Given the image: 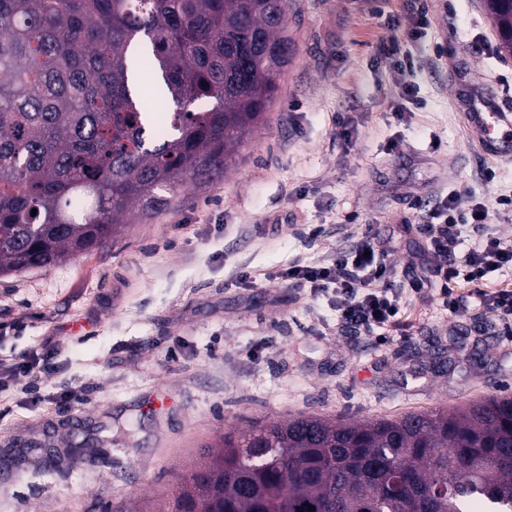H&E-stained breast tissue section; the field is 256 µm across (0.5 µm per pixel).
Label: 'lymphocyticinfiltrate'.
<instances>
[{
    "mask_svg": "<svg viewBox=\"0 0 512 512\" xmlns=\"http://www.w3.org/2000/svg\"><path fill=\"white\" fill-rule=\"evenodd\" d=\"M429 223L421 225L429 250L444 259L458 258L451 275H462L471 291L449 296L448 309L457 317L479 306L497 314L505 334H512V290L481 289L480 284L495 272L512 270V242L495 236L466 239L468 230L488 223L491 212L484 203L461 210L460 196L449 193L439 199ZM389 248L373 236L338 251L332 264L309 266L298 262L282 269L279 277L291 287L309 289L311 295L329 294L336 304L337 322L361 333L397 326L403 302L402 289L392 280L386 258Z\"/></svg>",
    "mask_w": 512,
    "mask_h": 512,
    "instance_id": "1",
    "label": "lymphocytic infiltrate"
}]
</instances>
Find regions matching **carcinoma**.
Returning a JSON list of instances; mask_svg holds the SVG:
<instances>
[{"mask_svg": "<svg viewBox=\"0 0 512 512\" xmlns=\"http://www.w3.org/2000/svg\"><path fill=\"white\" fill-rule=\"evenodd\" d=\"M487 6L512 55V0ZM294 51L285 0H0V274L92 252L224 174ZM222 443L165 512H512L511 396L300 412Z\"/></svg>", "mask_w": 512, "mask_h": 512, "instance_id": "obj_1", "label": "carcinoma"}]
</instances>
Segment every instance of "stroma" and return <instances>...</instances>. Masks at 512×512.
I'll return each instance as SVG.
<instances>
[{"label":"stroma","instance_id":"obj_1","mask_svg":"<svg viewBox=\"0 0 512 512\" xmlns=\"http://www.w3.org/2000/svg\"><path fill=\"white\" fill-rule=\"evenodd\" d=\"M287 3L296 53L225 175L94 252L0 276V361L52 364L0 380V512H110L123 498L157 512L231 423L512 395V335L484 309L448 312L418 231L449 190L467 205L512 195V155L480 152L468 118L475 96L512 104V56L485 0ZM422 5L431 25L404 41ZM391 40L411 72L382 54ZM367 233L391 244L397 283H424L384 343L277 277Z\"/></svg>","mask_w":512,"mask_h":512}]
</instances>
